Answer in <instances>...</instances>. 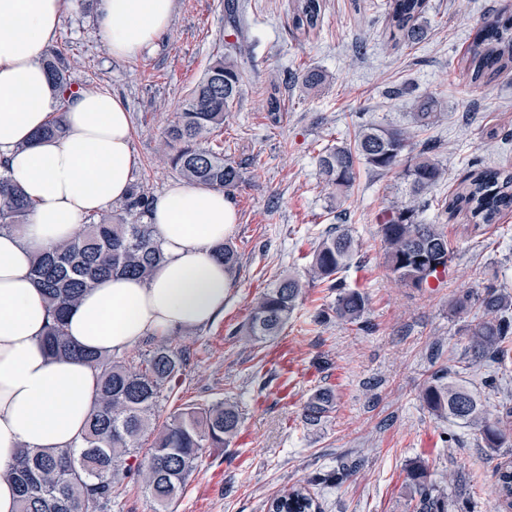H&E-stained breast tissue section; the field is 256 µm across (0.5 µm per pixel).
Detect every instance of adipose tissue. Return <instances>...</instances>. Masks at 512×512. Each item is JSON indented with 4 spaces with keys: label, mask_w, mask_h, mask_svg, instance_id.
Segmentation results:
<instances>
[{
    "label": "adipose tissue",
    "mask_w": 512,
    "mask_h": 512,
    "mask_svg": "<svg viewBox=\"0 0 512 512\" xmlns=\"http://www.w3.org/2000/svg\"><path fill=\"white\" fill-rule=\"evenodd\" d=\"M76 0H0V162L32 210L0 232V512H17L10 464L21 445L67 448L95 402L96 375L43 344L51 321L30 275L33 256L66 240L91 215L124 200L138 158L122 99L101 89L65 97L43 62L60 18ZM176 0H100L102 39L116 60L138 56L168 30ZM63 109L65 131L40 130ZM150 222L164 261L149 280L113 276L87 289L67 318L86 349L122 353L213 323L232 279L214 253L237 222L223 191L177 183L158 196Z\"/></svg>",
    "instance_id": "1"
}]
</instances>
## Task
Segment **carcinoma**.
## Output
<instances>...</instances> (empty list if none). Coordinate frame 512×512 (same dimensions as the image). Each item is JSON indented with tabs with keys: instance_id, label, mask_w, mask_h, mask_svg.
I'll return each instance as SVG.
<instances>
[{
	"instance_id": "carcinoma-1",
	"label": "carcinoma",
	"mask_w": 512,
	"mask_h": 512,
	"mask_svg": "<svg viewBox=\"0 0 512 512\" xmlns=\"http://www.w3.org/2000/svg\"><path fill=\"white\" fill-rule=\"evenodd\" d=\"M322 0H297L293 29L310 34L322 23ZM427 0H390L389 38L404 45L423 42L428 34ZM242 49L219 56L192 90L177 121L166 131L161 156L190 183L230 192L243 181L240 165L224 151L202 146L224 125L241 94ZM471 82L512 66V19L491 17L476 31L468 50ZM51 79L64 91L73 90L69 65L59 51L45 61ZM432 95L415 100L410 125L358 126L352 145L332 146L318 158L320 174L336 192V205L345 202L363 163L380 172L402 168L404 200L395 203L381 225L386 265L408 287L424 288L448 268V236L438 224L421 219L417 201L432 194L444 176L440 163L424 152L413 154L414 132L441 121ZM438 209L464 214L471 224H493L512 211V173L484 167L471 171L451 198L436 199ZM152 197L139 188L120 202L121 215L86 224L73 238L37 254L31 275L44 291L52 323L44 342L58 358H79L97 375L96 406L75 444L66 449L21 448L11 471L19 493V512H112L115 492L128 479L142 484L153 512H173L188 480L208 448H224L237 436L243 413L239 403L218 399L201 407L188 405L159 421L164 390L185 367L184 350L171 340L154 345L137 361L119 355L78 348L65 332L66 313L82 293L104 276L132 275L147 280L164 260L152 225L143 222ZM29 203L8 171L0 173V230L25 223ZM227 271L238 265L230 242L215 249ZM358 244L345 224H335L313 251L309 277L336 289V303L316 316L319 322L337 319L364 327L369 297L346 286L338 274L351 266ZM305 284L296 275L280 278L254 301L241 332L263 342L280 335L302 300ZM455 311L476 308L462 328L468 357L454 370L434 372L421 390L427 408L441 419L474 427L487 448L512 447V422L495 413L481 393L460 383L466 371L481 365L501 369L512 358V294L487 286L480 292L454 296ZM336 408L335 391L316 389L304 403V429L323 428ZM364 466L359 455L339 457L336 468L292 486L268 501V512H322L309 485L332 486L357 475ZM495 494L505 512H512V462L495 467ZM407 479L419 495V512H447L448 498L427 481V472L413 467Z\"/></svg>"
}]
</instances>
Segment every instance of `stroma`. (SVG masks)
<instances>
[{
  "instance_id": "obj_1",
  "label": "stroma",
  "mask_w": 512,
  "mask_h": 512,
  "mask_svg": "<svg viewBox=\"0 0 512 512\" xmlns=\"http://www.w3.org/2000/svg\"><path fill=\"white\" fill-rule=\"evenodd\" d=\"M229 2L177 0L155 47L125 60L106 50L98 0H77L61 18L53 49L70 63L76 86L122 98L139 160L133 181L151 196L181 180L160 160V145L193 88L232 44L225 39L234 29ZM239 2L248 29L235 43L244 50L242 93L210 139L243 171L229 194L237 211L229 241L239 266L223 316L173 334L189 359L161 413L230 397L245 418L228 447L204 454L175 512H267L272 495L332 468L346 453L362 455L365 465L341 485L320 489L324 512H418V495L404 487L414 465L445 492L448 512H495L497 456L475 429L433 415L420 392L431 372L465 356L461 329L473 314L452 311V296L491 284L512 293V212L477 228L464 216L425 208L423 220L442 225L452 256L440 278L410 288L387 269L381 236L386 212L400 198L398 172L358 165L337 211L318 155L352 142L359 123L407 125L416 97L431 95L443 118L414 143L431 147L446 171L436 197L451 196L475 168L512 172V69L475 84L465 67L477 29L488 17L512 15V0H429L427 39L395 48L387 41V0H323L322 24L306 38L288 22L292 0ZM313 67L327 80L310 93L298 77ZM274 77L282 110L273 117L262 102ZM341 219L359 244L343 278L368 295V327L314 324L315 311L336 300L314 282L280 336L256 343L238 335L257 295L287 273L305 274L321 233ZM321 386L335 388L337 404L313 434L300 412Z\"/></svg>"
}]
</instances>
